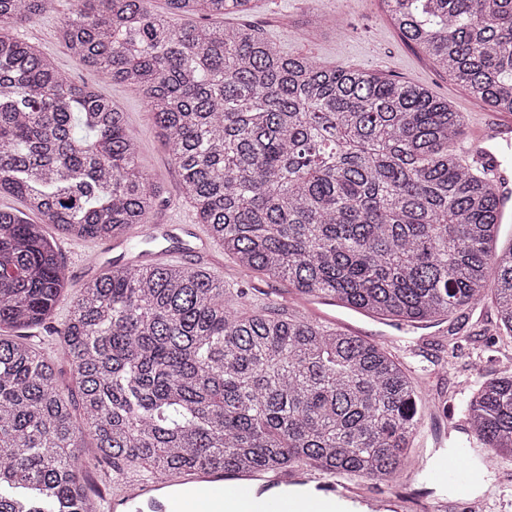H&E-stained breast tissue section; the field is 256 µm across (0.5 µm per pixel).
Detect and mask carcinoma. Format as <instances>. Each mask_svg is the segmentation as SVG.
Returning a JSON list of instances; mask_svg holds the SVG:
<instances>
[{
	"label": "carcinoma",
	"mask_w": 512,
	"mask_h": 512,
	"mask_svg": "<svg viewBox=\"0 0 512 512\" xmlns=\"http://www.w3.org/2000/svg\"><path fill=\"white\" fill-rule=\"evenodd\" d=\"M75 2L65 45L147 100L199 223L241 271L412 326L488 299L512 341V245L498 246L495 190L456 148L467 113L421 85L290 55L250 26L173 27L151 0ZM252 2L165 0L189 17ZM383 3L405 41L512 113V0ZM53 9L0 0V195L42 218L0 209V512H91L80 474L103 463L148 479L314 466L389 485L420 456L427 406L407 368L301 314L243 312L201 269L113 267L81 286L59 329L78 417L53 360L4 334L51 320L66 288L46 227L121 237L160 206L124 112L11 34ZM457 409L476 466L512 461V369Z\"/></svg>",
	"instance_id": "cac0c4a2"
}]
</instances>
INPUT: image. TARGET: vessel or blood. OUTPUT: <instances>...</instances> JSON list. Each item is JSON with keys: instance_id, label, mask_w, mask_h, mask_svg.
<instances>
[{"instance_id": "obj_1", "label": "vessel or blood", "mask_w": 512, "mask_h": 512, "mask_svg": "<svg viewBox=\"0 0 512 512\" xmlns=\"http://www.w3.org/2000/svg\"><path fill=\"white\" fill-rule=\"evenodd\" d=\"M512 145V114L498 112L486 116L471 137L460 145L461 155L469 168L478 170L495 184L501 198L500 218L512 223V165L501 158V149ZM150 233L176 243L178 249H194L197 257L210 258L213 247L209 238L191 224H152ZM469 449H449L440 458L433 475L436 480L462 487L478 481V473L469 465ZM221 481L225 493L248 492L254 503L253 512H282L279 494L291 486H307L313 493L308 498L307 512H322L324 502H335L338 512H407L400 498L366 494L359 483L351 480H326L323 476L298 468L271 475L255 473L247 477L237 474L217 475L188 471L174 476L177 484ZM162 483L148 481L138 475L113 479L112 494L101 502V512H173V505L158 493Z\"/></svg>"}]
</instances>
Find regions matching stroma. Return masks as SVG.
<instances>
[{
	"label": "stroma",
	"mask_w": 512,
	"mask_h": 512,
	"mask_svg": "<svg viewBox=\"0 0 512 512\" xmlns=\"http://www.w3.org/2000/svg\"><path fill=\"white\" fill-rule=\"evenodd\" d=\"M70 12L71 0H58L54 12L15 28L14 34L46 55L72 81L94 85L124 112L128 130L139 146V162L161 190L162 203L155 215L156 221L195 223V210L180 190L169 148L157 133L146 101L126 85L100 79L62 41L61 29ZM334 17L345 22V36L332 32L330 20ZM241 23L255 27L278 47L295 54H309L322 64L367 68L423 85L461 112H474L477 106L445 71L401 37L381 0H255L249 14L224 17L225 26ZM57 240L59 257L68 274L67 295L60 301L52 320L28 329L27 340L45 356L54 358L58 385L74 400L78 397L75 380L69 365L58 356L61 338L56 330L69 313L72 296L93 275L105 273L117 252L106 240H83L62 234ZM75 247L96 255L94 270H85L73 263L71 250ZM210 274L234 288L263 290L283 300L296 298L287 282L260 273L241 275L238 266L228 257L224 258L222 266H211ZM331 312L337 326L379 345L390 346L419 382L424 399L434 410L422 426L424 450L429 457L434 456L436 443L448 448L465 439L464 434L449 430L446 419L437 413V406H456L467 386L512 366V342L498 336L496 312L487 301L465 317L418 328L337 306L332 307ZM503 470L512 471V461H492L482 468L481 480L468 491L467 497L471 500L488 495L483 512H512V488L499 492L493 489ZM389 492L408 499L409 512H435L436 502L452 496L449 490L437 489L432 479L423 484L400 482L390 487Z\"/></svg>",
	"instance_id": "stroma-1"
}]
</instances>
